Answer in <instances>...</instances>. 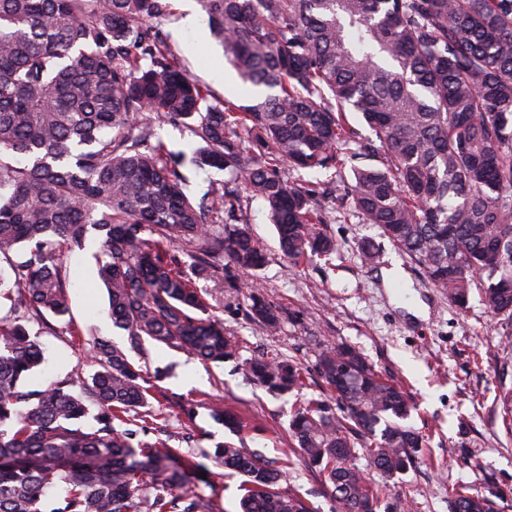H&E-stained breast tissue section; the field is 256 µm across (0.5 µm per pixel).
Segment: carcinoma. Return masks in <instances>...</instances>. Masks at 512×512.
Instances as JSON below:
<instances>
[{
	"instance_id": "obj_1",
	"label": "carcinoma",
	"mask_w": 512,
	"mask_h": 512,
	"mask_svg": "<svg viewBox=\"0 0 512 512\" xmlns=\"http://www.w3.org/2000/svg\"><path fill=\"white\" fill-rule=\"evenodd\" d=\"M254 95L221 102L192 79L162 29L170 0H0V512H215L197 462L158 426L156 384L129 360L147 342L205 363L238 358L199 282L252 277L251 318L278 308L257 290L266 253L213 184L194 201L182 172H227L263 200L288 261L336 252L319 191L291 178L331 171L369 224L458 308L479 287L512 324V0H198ZM362 116L368 133L349 124ZM185 127L171 152L155 127ZM373 158L375 165L364 160ZM95 234L112 324L128 348L95 338L89 374L21 389L43 362L30 325L69 314L62 252ZM275 396H300L289 432L336 512H403L374 479H399L424 439L406 393L345 345L319 351L328 393L278 353L242 364ZM207 406L238 441L214 458L243 477L241 512H310L278 488L283 471ZM93 416L94 423L85 420ZM365 465H359V460ZM497 491L460 488L451 512H497Z\"/></svg>"
}]
</instances>
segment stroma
<instances>
[{"label":"stroma","mask_w":512,"mask_h":512,"mask_svg":"<svg viewBox=\"0 0 512 512\" xmlns=\"http://www.w3.org/2000/svg\"><path fill=\"white\" fill-rule=\"evenodd\" d=\"M182 16L181 8H174L163 29L184 68L216 99L249 104L222 46L213 35L199 42L192 33L180 32ZM219 68L224 71L220 77L215 74ZM302 177L323 183L326 190L322 204L327 229L338 243L331 260L289 262L278 250L262 200L240 194L236 210L238 220L267 250L268 263L259 280L265 298L284 311L279 335H267L250 319L244 289L225 287L220 279L203 284L213 312L224 320L225 331L239 339L241 359L270 350L293 358L311 371L304 388L305 395L311 396L324 389L313 372L320 345L357 348L374 370L412 397L415 409L410 422L425 441L418 467L390 481L389 498L409 497L411 512H450V495L456 487L484 494L494 485L506 492L499 503L501 512H512V418L505 417L499 401L500 391L512 387V343L504 341L506 323L487 312L478 292H471L466 309L451 303L377 227L341 205V190L333 175L306 171ZM369 242L378 252L373 263L363 254ZM99 247V241L91 238L83 248L64 254L70 321L81 334L72 336L65 329L66 321L50 319L39 336L45 362L25 382V389L74 375L85 363L86 338L126 345L123 331L112 324L107 292L92 259ZM394 268L403 274L409 300L397 295L393 280L386 276ZM132 360L148 373L165 371L153 404L165 416L167 433L178 437L188 428L194 432V441L181 446L186 459L203 460L230 439L228 429L204 407L214 399L223 401L263 427L262 435L247 439V447L286 462L281 491L303 498L312 512H334L317 477L302 464L288 462L294 454L288 424L295 397H275L249 383L234 362L206 365L150 343ZM188 402L199 406L189 425L176 416L180 404ZM208 468L200 489L213 500L215 512H239V477L213 462Z\"/></svg>","instance_id":"stroma-1"}]
</instances>
